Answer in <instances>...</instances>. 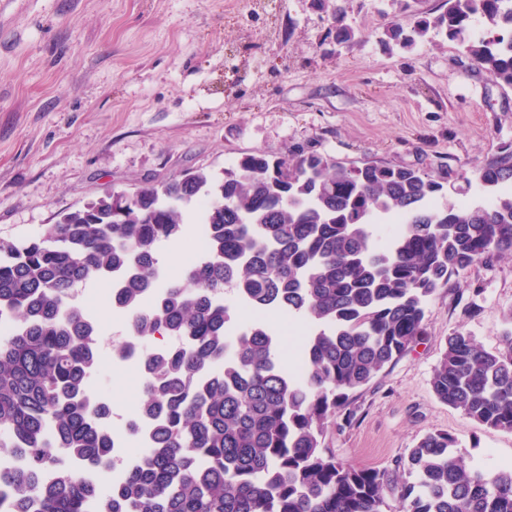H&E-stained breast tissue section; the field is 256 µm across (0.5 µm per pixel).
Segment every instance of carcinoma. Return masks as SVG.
<instances>
[{
    "label": "carcinoma",
    "instance_id": "obj_1",
    "mask_svg": "<svg viewBox=\"0 0 512 512\" xmlns=\"http://www.w3.org/2000/svg\"><path fill=\"white\" fill-rule=\"evenodd\" d=\"M336 47L361 32L339 0ZM485 21L471 35L473 21ZM444 37L495 83L512 88V8L505 0H443L442 11L385 36L408 48ZM482 199L434 203L448 177L411 165H345L303 147L255 152L130 197L100 199L25 240H0V448L25 466L0 473L11 512H512V470L492 476L455 455L446 432L423 436L393 469L354 468L326 451L329 420L350 394L402 357L424 331L426 307L451 275L512 258V142L466 178ZM202 203L204 257L181 278L158 245L183 236ZM404 223L387 238L381 226ZM107 280L132 316L119 356L147 352L139 417L155 422L139 464L103 494L70 462L109 475L112 418L89 398L100 326L73 298ZM301 315L312 329L301 368L285 366L276 328L233 325L232 304ZM501 347L454 331L432 370L435 397L480 424L512 432V309ZM53 473L50 484L44 472Z\"/></svg>",
    "mask_w": 512,
    "mask_h": 512
}]
</instances>
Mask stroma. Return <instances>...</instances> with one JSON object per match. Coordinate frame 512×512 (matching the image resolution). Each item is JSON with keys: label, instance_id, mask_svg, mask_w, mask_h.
<instances>
[{"label": "stroma", "instance_id": "obj_1", "mask_svg": "<svg viewBox=\"0 0 512 512\" xmlns=\"http://www.w3.org/2000/svg\"><path fill=\"white\" fill-rule=\"evenodd\" d=\"M443 0H418L415 14ZM361 29L337 50L314 0H0V239L38 235L69 211L188 170L308 146L338 160L415 165L457 177L512 142V89L452 41L388 43L391 0H346ZM415 14L400 13L404 26ZM101 358L94 387L137 405L133 370L110 351L126 334L106 281L89 285ZM512 259L452 275L424 333L357 391L325 446L358 468H390L426 433L458 441L467 466L512 468V433L438 401L431 372L449 333L498 347Z\"/></svg>", "mask_w": 512, "mask_h": 512}]
</instances>
